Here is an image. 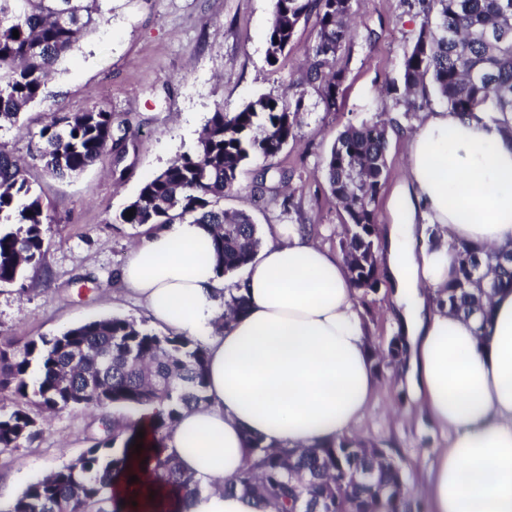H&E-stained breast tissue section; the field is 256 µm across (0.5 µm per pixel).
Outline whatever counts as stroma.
Segmentation results:
<instances>
[{
	"mask_svg": "<svg viewBox=\"0 0 512 512\" xmlns=\"http://www.w3.org/2000/svg\"><path fill=\"white\" fill-rule=\"evenodd\" d=\"M105 7V22L57 65L43 97L22 114L23 130L1 129L0 141L27 156L32 137L52 114L82 111L93 97L111 107L116 126L132 127L135 136L122 163L108 152L72 179L29 168L28 178L52 217L46 227L47 272H30L0 287V337H50L107 316L147 321L144 307L129 296L118 272L148 228L116 223V216L143 183L196 143L217 107L234 112L257 95L280 94L301 83L298 61L315 41L313 24H300L292 47L276 66H268L272 0H107ZM352 11L356 36L341 58L346 73L335 111H325L318 90L306 87L296 137L272 161L291 175L293 208L269 196L234 193L224 198L225 209L252 216L260 238H267L275 225L300 224L314 241L339 253L345 213L329 194L323 172L337 136L348 125L376 121L383 113L404 133L416 128L418 113L385 107L382 90L401 73L418 17L404 0H352ZM387 167L377 213L382 225L389 221L393 188L407 176L402 137L389 139ZM368 301L363 320L371 341L387 348L397 334L389 282H381ZM384 374L354 433L396 448L415 488L445 437L399 384L395 367ZM28 411L41 421L42 433L20 450L0 448L1 503L75 460L101 432L90 410L50 417L34 405Z\"/></svg>",
	"mask_w": 512,
	"mask_h": 512,
	"instance_id": "obj_1",
	"label": "stroma"
}]
</instances>
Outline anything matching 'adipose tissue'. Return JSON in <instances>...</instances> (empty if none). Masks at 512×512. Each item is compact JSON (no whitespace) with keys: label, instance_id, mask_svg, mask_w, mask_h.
<instances>
[{"label":"adipose tissue","instance_id":"adipose-tissue-1","mask_svg":"<svg viewBox=\"0 0 512 512\" xmlns=\"http://www.w3.org/2000/svg\"><path fill=\"white\" fill-rule=\"evenodd\" d=\"M408 173L389 200L385 274L402 336L403 378L448 436L419 491L429 512H512V290L488 319L441 307L456 245H512V133L484 114L422 112L405 138ZM429 238L414 250L416 238ZM207 227L186 220L144 237L120 279L152 322L207 349L205 402L181 411L164 454L198 485L170 512H267L226 490L247 440L321 448L351 433L376 396L369 337L346 266L296 224L278 229L237 285L247 311L225 329L224 282Z\"/></svg>","mask_w":512,"mask_h":512}]
</instances>
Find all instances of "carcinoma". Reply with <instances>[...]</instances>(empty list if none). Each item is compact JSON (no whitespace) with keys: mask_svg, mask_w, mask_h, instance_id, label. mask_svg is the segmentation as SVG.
Listing matches in <instances>:
<instances>
[{"mask_svg":"<svg viewBox=\"0 0 512 512\" xmlns=\"http://www.w3.org/2000/svg\"><path fill=\"white\" fill-rule=\"evenodd\" d=\"M103 2L0 0V128L23 130L20 115L41 98L56 64L105 19ZM408 7L421 21L404 53L400 79L385 86L386 97L408 112L437 102L468 116L512 114V0H410ZM350 15L351 0H273L267 63H278L300 22L314 20L315 44L301 67L305 83L317 88L328 111L336 108L345 79L339 60L354 36ZM290 90V95H258L235 112L217 108L196 144L141 186L119 223L154 230L192 218L213 230L217 276L240 271L254 258L260 238L250 215L227 211L221 201L239 187L247 164L278 157L294 139L304 88ZM390 128L381 121L349 126L324 160L329 192L346 214L342 260L364 298L379 290L382 277L375 238ZM132 136L128 127L115 134L112 108L92 101L81 112L53 116L40 130L31 158L48 176L70 178L107 151L119 165ZM288 186V172L269 165L257 171L250 192L262 197ZM49 223L26 162L0 142V225H10L0 228V287L43 269ZM461 253L439 304L467 318H484L492 295L512 290V248L465 245ZM246 309L244 294L224 289L222 323ZM373 355L381 375L396 363L399 341L392 339L384 351L373 349ZM205 388L204 345L174 333L159 335L127 318L93 319L21 346L1 339L0 394L10 390L49 414L73 407L96 410L102 433L76 460L28 485L0 512H118L112 481L143 475L132 462V425L110 418L115 406L129 412L165 406L143 442L153 463L151 476L186 496L194 494L193 477L163 454L161 445L180 411L206 400ZM40 434V424L26 410L0 412V448H22ZM248 448V464L224 489L239 490L275 512H424L423 500L395 461V449L369 438L344 436L324 448L272 450L251 437Z\"/></svg>","mask_w":512,"mask_h":512,"instance_id":"carcinoma-1","label":"carcinoma"}]
</instances>
